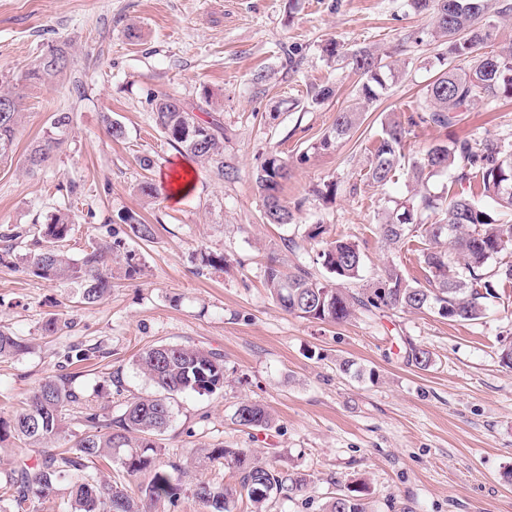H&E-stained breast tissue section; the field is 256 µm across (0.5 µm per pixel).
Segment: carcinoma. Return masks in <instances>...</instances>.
<instances>
[{
  "label": "carcinoma",
  "instance_id": "1",
  "mask_svg": "<svg viewBox=\"0 0 512 512\" xmlns=\"http://www.w3.org/2000/svg\"><path fill=\"white\" fill-rule=\"evenodd\" d=\"M408 0L416 13H429L436 33L444 39L441 69L426 87L423 102L407 122L387 116L382 121L378 145L371 153L366 176L384 185L399 170L409 180L422 185L439 173L453 182L479 180L481 202L472 196L455 194L448 198L413 194L385 212L378 223L382 238L389 245L404 241L409 232H420L424 240L423 262L430 275V287L422 288L408 280L394 263L385 267L373 288L349 292L311 275L307 268L285 269L272 259L265 266L264 281L273 300L285 311L321 323L338 324L350 319L357 308L366 311L391 309L437 313L455 322L482 319L487 301L498 297L495 285L512 280V262L487 269L488 263L512 250V224L496 218L495 209L512 210V142L485 139L476 144L447 140L428 145L421 155L404 154L408 127L418 124L449 128L458 113L466 112L482 97H512V43L490 53L479 50L497 36L494 17L512 12V3L501 0ZM352 69L360 77L359 105L336 115L331 131L313 146L328 151L359 124L364 107L376 101L395 78L392 69L367 50L351 54ZM70 65L68 44L60 41L41 53L27 78L36 82L58 80ZM10 110L0 112V162L12 157L19 127L24 118L21 96L0 87V104ZM155 126L182 155L201 164L212 165L224 176V133L216 121H199L184 102L169 94L153 99ZM73 117L69 112L53 113L40 138L26 157L29 168L49 163L68 140ZM288 162L270 154L257 171L255 183L262 198L265 223H292L294 214L281 197L288 181ZM440 212L435 224H422L424 212ZM129 226L134 237L149 241L155 226L133 212L117 216ZM74 231L69 213L51 214L33 235V250L23 257L27 269L46 281H70L78 285L80 303L93 305L112 292V262L124 264V276L141 272L136 254L124 249L120 241L93 243L78 258L64 250ZM20 238L11 228L0 230V263L12 259L11 242ZM316 261L330 278L353 281L361 277L363 257L355 243L337 239L317 253ZM24 340L0 326V358L24 353ZM407 361L427 370L432 363L428 350L412 346ZM134 366L154 388L147 396L126 400L117 417L100 413L93 398L72 385L68 373L49 376L36 386L24 405L10 418H0V440L11 436L21 442L20 458L7 473L0 493V512H38L37 505L54 498L62 480L70 491L64 512H150L172 502L186 491L212 509L231 512L236 496L246 495L252 512H265L274 494H295L307 489L311 479L305 474L287 473L270 462H262L245 448L205 449L203 458L227 464L237 472L238 482L224 486L199 481L185 485L193 462H163L164 448L159 437L172 419L171 400L183 393L213 394L224 388V359L216 352L184 345H153L140 352ZM233 421L246 429H265L271 425L267 409L256 401H242L234 410ZM38 453L30 461L27 452ZM115 461L130 478L149 473L145 484L118 483L104 474L99 463ZM325 512H372L359 495L331 497Z\"/></svg>",
  "mask_w": 512,
  "mask_h": 512
}]
</instances>
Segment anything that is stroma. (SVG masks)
Returning a JSON list of instances; mask_svg holds the SVG:
<instances>
[{"instance_id":"35a3bbf8","label":"stroma","mask_w":512,"mask_h":512,"mask_svg":"<svg viewBox=\"0 0 512 512\" xmlns=\"http://www.w3.org/2000/svg\"><path fill=\"white\" fill-rule=\"evenodd\" d=\"M131 27L137 38H128ZM61 40L72 54L63 79L26 80L36 57ZM365 47L396 79L349 137L314 151L337 112L358 98L349 56ZM444 50L430 15L414 13L407 0H0V75L25 112L13 157L0 163V225L20 231L16 253L29 248L26 230L57 210L74 218L66 249L75 258L90 243L111 241L120 213L156 227L149 242L125 237L142 275H116L111 293L89 307L72 303L69 285L0 264V325L29 344L0 359V416L64 368L87 394L122 370L123 395L97 401L101 412L119 415L124 398L152 391L133 367L140 350L197 346L222 355L224 388L177 398L164 460L213 446L249 448L311 476L306 491L274 495L268 512H322L329 496L354 490L374 512H512V368L500 360L512 343L511 290L475 322L430 310H359L327 324L285 312L264 281L273 257L327 279L313 261L320 243L307 237L321 224L325 240L355 242L363 254V277L349 290L371 286L392 262L426 283L419 238L393 248L377 230L386 209L413 195V184L400 171L380 186L365 172L382 119L416 110ZM322 86L334 96L312 104L311 90ZM157 93L181 99L198 120L220 119L226 177L196 164L186 193H139L142 181L161 182L184 162L153 123ZM56 112L73 115L69 140L47 166L28 171L27 149ZM107 115L123 125V139L107 136ZM511 135L512 99L485 97L450 128H411L404 152L411 157L448 138ZM272 153L290 168L282 196L294 221L281 226L265 223L254 183ZM332 182L339 190L329 201L321 192ZM209 253L224 255L227 266L202 267ZM53 314L59 330L44 335ZM410 342L429 350V369L408 363ZM77 347L94 349V357L67 365ZM345 359L363 377L340 374ZM244 400L266 407L270 428L234 423Z\"/></svg>"}]
</instances>
